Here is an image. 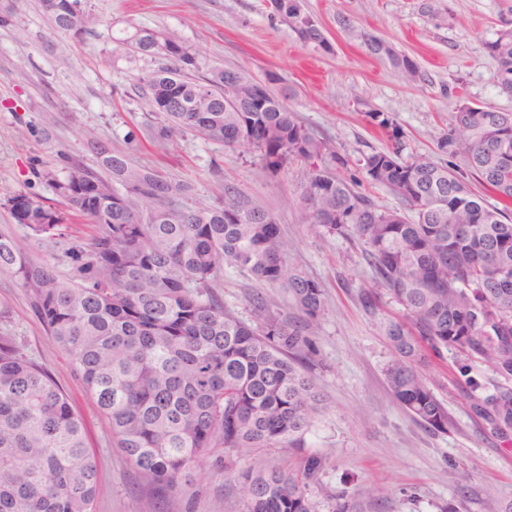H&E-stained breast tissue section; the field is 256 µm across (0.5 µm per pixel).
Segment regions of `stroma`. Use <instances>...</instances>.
<instances>
[{"label": "stroma", "mask_w": 512, "mask_h": 512, "mask_svg": "<svg viewBox=\"0 0 512 512\" xmlns=\"http://www.w3.org/2000/svg\"><path fill=\"white\" fill-rule=\"evenodd\" d=\"M304 3L332 52L304 46L286 24L270 17L266 0H81L96 22L78 39L55 28L41 0H0L12 13L11 25L0 27V234L26 233L10 214L9 196H34L60 208L43 174H62L64 156L99 168V158L86 146L92 137L184 183L201 205L212 202L215 182L224 178L276 219L290 245L288 264L324 291L321 363L314 371L324 408L306 449L324 459L308 488L319 512H329L331 495L341 490L366 502L370 512H440L449 503L456 512H486L490 503L512 500V447L485 434L469 417L467 397L454 382L455 352L432 357L429 368L452 419L448 433L437 434L416 423L389 390L385 370L394 353L378 318L360 299L372 282V269L359 247L297 220L303 165L291 163L270 174L257 154L233 152L192 132L165 146L154 143L144 132L150 117L140 108L132 80L155 64L129 55L121 40L140 28L161 30L208 64L259 80L275 75L273 94L347 158L340 174L350 179L360 177L364 154L397 142L403 156L425 155L453 166L454 158L439 152L437 142L463 102L512 112V97L496 86L486 50L503 25H512V0ZM358 28L415 59L421 80L406 83L387 61L368 55L354 36ZM373 112L388 114L393 129L376 127L369 118ZM132 130L139 139L130 145L126 137ZM90 235L88 226L66 222L54 235L33 241L30 255L73 283L77 272L65 253ZM220 292L225 309L248 323L255 320L256 298L280 312L292 310L285 289L267 287L235 269H225ZM0 303L9 306L26 353L48 369L85 424L98 465L94 512H242L243 493L233 470L288 472L300 464L306 451L220 448L193 462L176 490L158 491L115 447L69 358L5 271H0ZM463 471L470 476L465 487L457 483Z\"/></svg>", "instance_id": "1"}]
</instances>
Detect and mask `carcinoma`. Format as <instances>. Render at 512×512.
Returning a JSON list of instances; mask_svg holds the SVG:
<instances>
[{
  "mask_svg": "<svg viewBox=\"0 0 512 512\" xmlns=\"http://www.w3.org/2000/svg\"><path fill=\"white\" fill-rule=\"evenodd\" d=\"M270 14L306 45L332 51L301 0H272ZM62 33L80 36L92 14L81 0H41ZM356 37L406 82L417 62L367 30ZM162 66L136 77L142 108L162 119L147 131L159 142L192 131L238 152L257 150L276 171L291 161L307 168L298 221L362 247L374 285L362 291L378 314V289L405 312L382 318L395 353L386 369L392 396L430 431L448 432L447 404L419 365L426 352L457 353L467 412L496 441L512 445V112L475 102L459 106L438 150L448 168L423 155L401 158L402 146L363 155L374 186L389 190L411 215L387 208L340 177L345 158L313 136L262 81L208 67L182 41L137 29L121 39ZM494 81L512 96V28L487 43ZM97 171L65 159V175H46L74 216L95 228L68 250L78 282L28 255L31 239L62 217L34 197L15 195L10 210L29 229L0 235V270L30 299L35 317L68 355L71 367L105 415L116 447L141 477L163 490L177 485L195 460L217 448H304L323 408L312 370L324 314L320 284L285 261L288 243L265 209L217 180L211 204L196 205L187 186L131 163L91 140ZM493 192L490 204L471 189ZM288 289L301 318L253 302L256 324L224 310L217 281L224 268ZM0 306V512H93L97 462L83 420L47 369L26 352ZM496 379L485 392L475 365ZM322 457L303 458L288 474L246 468L236 479L244 512H318L309 483ZM329 512H363L340 491Z\"/></svg>",
  "mask_w": 512,
  "mask_h": 512,
  "instance_id": "1",
  "label": "carcinoma"
}]
</instances>
